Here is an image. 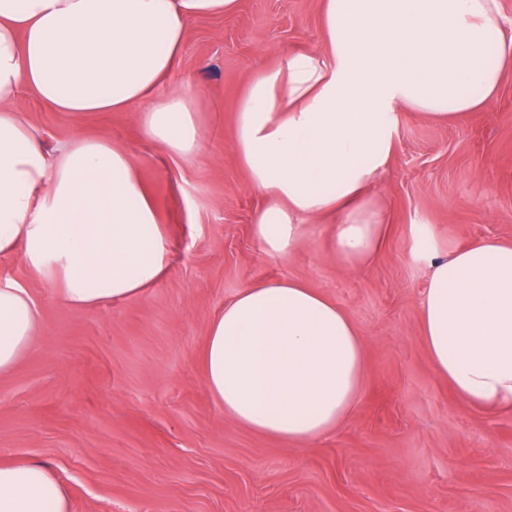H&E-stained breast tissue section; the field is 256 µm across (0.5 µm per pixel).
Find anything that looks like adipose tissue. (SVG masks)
I'll list each match as a JSON object with an SVG mask.
<instances>
[{
  "label": "adipose tissue",
  "instance_id": "ef3b65f1",
  "mask_svg": "<svg viewBox=\"0 0 512 512\" xmlns=\"http://www.w3.org/2000/svg\"><path fill=\"white\" fill-rule=\"evenodd\" d=\"M237 0H0V253L20 251L76 309L139 298L169 272L165 226L128 151L76 136L48 156L14 112L21 90L59 112H135L173 156L198 152L197 95L165 88L187 21ZM324 47L259 72L236 113L235 153L262 199L261 252L282 259L329 220L328 246L355 270L385 246L376 187L398 111L450 118L494 97L512 72V21L498 0H324ZM430 267L421 334L435 372L469 407L512 411V244L422 252ZM39 311L0 280V374L31 351ZM352 317L295 279L240 288L209 325L206 385L226 416L304 447L346 426L363 388ZM0 512H69L52 468L0 463Z\"/></svg>",
  "mask_w": 512,
  "mask_h": 512
}]
</instances>
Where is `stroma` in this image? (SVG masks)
<instances>
[{"instance_id":"obj_1","label":"stroma","mask_w":512,"mask_h":512,"mask_svg":"<svg viewBox=\"0 0 512 512\" xmlns=\"http://www.w3.org/2000/svg\"><path fill=\"white\" fill-rule=\"evenodd\" d=\"M320 4L239 0L189 22L168 80L198 93L206 138L188 161L143 137L130 112H56L26 91L13 104L48 154L79 134L133 152L171 256L145 297L79 310L20 254H0V278L27 283L42 323L36 348L0 375V462L48 464L69 512H512V412L466 407L431 369L420 331L428 268L412 257L416 224L444 251L512 242V73L468 115L400 112L382 178L391 232L365 269L315 235L269 258L251 232L261 199L235 158L234 105L259 71L321 49ZM276 278L322 291L365 341L352 421L307 447L225 416L200 364L225 302Z\"/></svg>"}]
</instances>
